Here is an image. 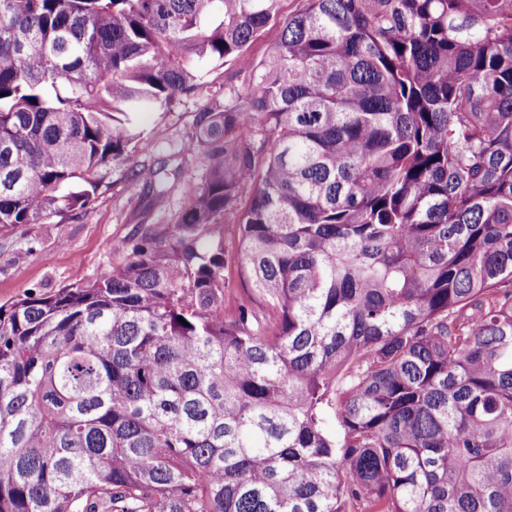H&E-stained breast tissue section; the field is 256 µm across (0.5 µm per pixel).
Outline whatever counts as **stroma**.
<instances>
[{"label": "stroma", "mask_w": 512, "mask_h": 512, "mask_svg": "<svg viewBox=\"0 0 512 512\" xmlns=\"http://www.w3.org/2000/svg\"><path fill=\"white\" fill-rule=\"evenodd\" d=\"M199 100L181 95L167 112L139 120L134 158L151 167L179 148L192 129ZM182 203L173 192L152 204L143 183L120 181L101 196L95 209L63 224H23L0 238V304L34 289L52 293L87 281L123 259L117 245L169 222Z\"/></svg>", "instance_id": "35a3bbf8"}]
</instances>
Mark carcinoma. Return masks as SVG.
Listing matches in <instances>:
<instances>
[{"mask_svg":"<svg viewBox=\"0 0 512 512\" xmlns=\"http://www.w3.org/2000/svg\"><path fill=\"white\" fill-rule=\"evenodd\" d=\"M282 2L0 0L1 236L203 169L0 304V512H512V0ZM199 103L196 96L179 95L167 112L144 115L137 124L142 132L134 150L137 164L156 166L167 158L170 150L178 149L192 129Z\"/></svg>","mask_w":512,"mask_h":512,"instance_id":"cac0c4a2","label":"carcinoma"}]
</instances>
